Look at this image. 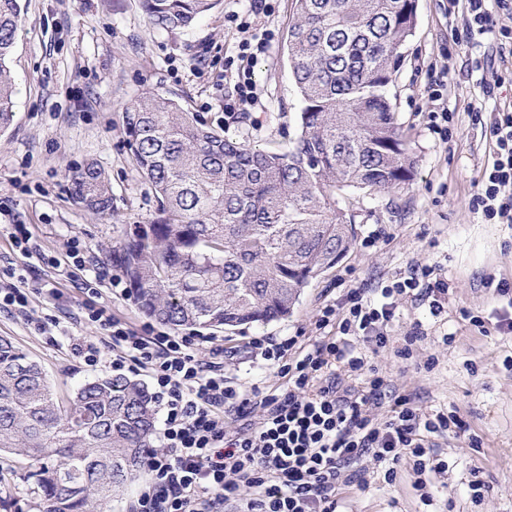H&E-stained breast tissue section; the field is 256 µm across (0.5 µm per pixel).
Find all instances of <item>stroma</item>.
Wrapping results in <instances>:
<instances>
[{
  "instance_id": "stroma-1",
  "label": "stroma",
  "mask_w": 512,
  "mask_h": 512,
  "mask_svg": "<svg viewBox=\"0 0 512 512\" xmlns=\"http://www.w3.org/2000/svg\"><path fill=\"white\" fill-rule=\"evenodd\" d=\"M255 15L249 0H219L191 27L154 30L139 0H21L22 23L10 63L16 84L15 116L0 132V225H28L41 253L65 259L79 240L93 265L107 272L96 297H88L64 271L41 267L43 279L66 297L60 325L42 334L17 313L0 311V336L37 361L57 397L68 398L87 371L73 366L69 339L94 337L81 322L86 303L107 308L134 327L148 320L121 287L124 276L109 250L136 225L154 217L150 185L133 165L123 128L127 104L146 91L180 102L230 139L260 149L287 150L302 108L284 43L293 0H267ZM271 30L265 56L253 69L258 102L249 121L228 111L238 74L224 66L239 52L236 20ZM462 15H449L448 0H418L417 24L402 49L404 63L389 95L417 161L413 182L390 194L358 191L347 203L355 213L357 238L346 257L304 288L290 317L263 325L208 331V347L235 353L234 372L264 393H280L285 379L245 352L254 336H312L323 307L341 304L348 289L366 294L429 266L447 280L448 303L432 314L427 302L398 299L389 342L374 356L390 395H409L425 412H456L461 431L434 437L432 453L442 467L428 476L430 502L413 487L409 464L386 483L371 459L359 466L366 490L341 487L344 512H512V334L497 327L512 303L495 281L512 282V226L484 223L472 206L494 145L485 134L493 109L512 102V86L484 95L471 72L478 50L460 41ZM442 84L441 99L431 84ZM447 111L448 136L431 125ZM88 161L107 173L113 194L111 218L76 204L68 189L70 168ZM483 326H473L470 316ZM420 339H413V332ZM411 345L402 358L399 348ZM434 367H427V360ZM479 447H471V440ZM485 485L474 499L471 484ZM33 484L17 459L0 460V512H39Z\"/></svg>"
}]
</instances>
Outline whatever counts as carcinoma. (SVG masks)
I'll return each instance as SVG.
<instances>
[{
    "instance_id": "1",
    "label": "carcinoma",
    "mask_w": 512,
    "mask_h": 512,
    "mask_svg": "<svg viewBox=\"0 0 512 512\" xmlns=\"http://www.w3.org/2000/svg\"><path fill=\"white\" fill-rule=\"evenodd\" d=\"M139 2L152 28L174 32L218 0ZM21 11V0H0V132L14 120L9 64ZM416 22L417 0H294L286 48L302 109L286 152L227 139L160 93L125 108L133 164L158 206L110 260L144 317L198 332L280 320L346 256L356 228L343 199L415 174L388 88ZM68 179L76 203L112 215L97 163ZM155 429L137 380L88 378L62 400L42 366L0 336V457L20 459L43 512H107L139 479Z\"/></svg>"
}]
</instances>
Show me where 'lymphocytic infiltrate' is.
<instances>
[{
    "instance_id": "f902f5d3",
    "label": "lymphocytic infiltrate",
    "mask_w": 512,
    "mask_h": 512,
    "mask_svg": "<svg viewBox=\"0 0 512 512\" xmlns=\"http://www.w3.org/2000/svg\"><path fill=\"white\" fill-rule=\"evenodd\" d=\"M512 14V0H448L449 14L465 17V36L476 44L512 41V28L499 26L496 12ZM241 59L247 66L237 85L241 105H254L257 87L251 66L265 53L269 31L242 25ZM488 135L494 160L483 169L473 205L489 224H512V108L498 110ZM8 235L17 263L0 270V310L26 315L38 330L52 315L29 308L31 292L41 290L32 259L42 257L27 225L11 224ZM445 280L432 268L379 288L378 299L349 289L341 308L324 307L316 322L321 334L308 345L297 337L256 336L248 347L255 360L287 379L278 394L246 385L224 368L223 351L211 360L198 355L200 339L148 327L135 328L105 308L86 305L84 319L101 333L99 342L71 337L73 359L93 370L111 365L135 368L150 377L153 398L162 410L161 447L146 456V481L138 489L132 512H339L342 470L371 457L393 483L402 461L412 463L415 486L429 499L425 474L437 470L429 453L433 437L461 429L457 415H426L410 397H394L384 418L371 415L381 406L386 383L356 339L385 347L394 301L402 296L428 301L432 313L443 310ZM340 316L339 333L324 335L332 316ZM111 356H104L103 348ZM350 384H343V377Z\"/></svg>"
}]
</instances>
